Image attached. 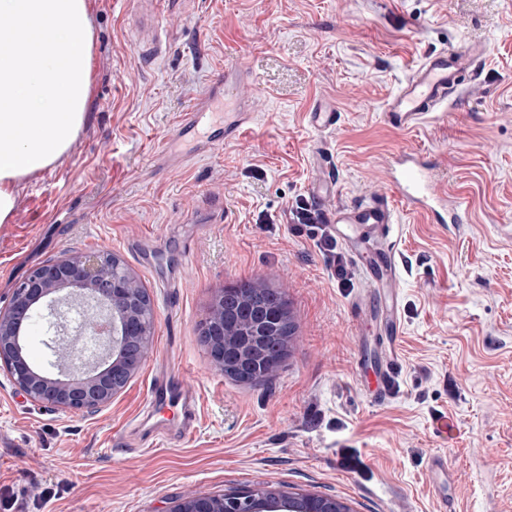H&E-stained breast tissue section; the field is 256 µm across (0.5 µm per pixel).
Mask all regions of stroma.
Wrapping results in <instances>:
<instances>
[{
  "label": "stroma",
  "mask_w": 512,
  "mask_h": 512,
  "mask_svg": "<svg viewBox=\"0 0 512 512\" xmlns=\"http://www.w3.org/2000/svg\"><path fill=\"white\" fill-rule=\"evenodd\" d=\"M137 0H93L91 97L69 153L26 178L0 224V307L36 265L117 255L154 304L151 349L110 404L61 411L0 369V512H172L188 492L262 485L281 501L327 495L351 512H437L432 456L448 467L453 512H512V0H172L160 55L133 28ZM482 43L446 115L411 133L385 123L387 100L425 56ZM253 113L245 136L195 157L158 159L182 113L230 64ZM334 104L336 130L309 114ZM330 152L333 208L388 194L391 154L410 146L465 195L467 223L399 220L404 259L393 399L374 403L356 367L377 319L356 318L308 228L288 208L310 195ZM279 288L292 346L270 380L234 383L201 341L213 294L245 280ZM186 372L200 421L188 440L124 445L157 363Z\"/></svg>",
  "instance_id": "35a3bbf8"
}]
</instances>
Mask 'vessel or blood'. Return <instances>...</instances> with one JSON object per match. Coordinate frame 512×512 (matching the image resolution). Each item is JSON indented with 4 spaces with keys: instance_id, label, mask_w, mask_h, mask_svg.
<instances>
[{
    "instance_id": "1",
    "label": "vessel or blood",
    "mask_w": 512,
    "mask_h": 512,
    "mask_svg": "<svg viewBox=\"0 0 512 512\" xmlns=\"http://www.w3.org/2000/svg\"><path fill=\"white\" fill-rule=\"evenodd\" d=\"M163 11V0H144L137 20L156 53L162 48L160 16ZM484 54L482 44L470 43L426 56L387 102L384 116L389 124L402 132L417 128L447 103L465 77L479 71ZM244 77L245 70L241 66L225 67L223 80L211 84L192 109L180 116L173 129V139L198 138L210 112L219 107L224 110L225 140L236 139L249 123L250 114L235 102L228 90L241 83ZM339 120V112L323 104L316 105L310 114L311 125L321 131L335 130ZM434 183V169L420 152L404 148L394 154L390 184L408 211L433 224L466 223V198L460 195L450 199L441 197L435 192ZM322 217L356 260L369 298L374 300L384 295L389 300L381 317L382 332L376 341L374 359L373 399L382 402L395 393L394 365L399 337L397 312L401 271L397 260L395 209L389 197L376 194L323 210ZM182 379L175 365H167L161 371L151 391V406L162 418L148 428L141 424L135 426L133 433L140 444L154 445L170 440L173 434H184L192 429L196 420L193 397L183 389Z\"/></svg>"
}]
</instances>
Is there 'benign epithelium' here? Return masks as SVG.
<instances>
[{
    "label": "benign epithelium",
    "mask_w": 512,
    "mask_h": 512,
    "mask_svg": "<svg viewBox=\"0 0 512 512\" xmlns=\"http://www.w3.org/2000/svg\"><path fill=\"white\" fill-rule=\"evenodd\" d=\"M246 303L247 296L227 289L217 291L210 303L203 337L212 365L224 371L228 357L248 363L251 349L224 335V304L232 298ZM95 304L106 314L88 324L86 335L101 338L103 352L93 361H54L57 373L35 366L26 355V333L35 317H50L54 334L49 347L63 344L62 332L80 319L71 317V307ZM254 312L264 321L281 320L284 305H261ZM154 316L153 303L137 288V279L120 259L108 252L71 254L35 268L15 288L7 306L0 308V367L12 377L29 399L61 410H94L112 401L120 381L137 369L146 357L151 340L144 320ZM172 512H225L224 497L187 495Z\"/></svg>",
    "instance_id": "7a95c632"
}]
</instances>
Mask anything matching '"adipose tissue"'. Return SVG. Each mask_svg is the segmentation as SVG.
I'll list each match as a JSON object with an SVG mask.
<instances>
[{
  "mask_svg": "<svg viewBox=\"0 0 512 512\" xmlns=\"http://www.w3.org/2000/svg\"><path fill=\"white\" fill-rule=\"evenodd\" d=\"M0 224L19 185L66 155L85 124L93 26L88 0H0ZM28 111H15L20 99Z\"/></svg>",
  "mask_w": 512,
  "mask_h": 512,
  "instance_id": "ef3b65f1",
  "label": "adipose tissue"
}]
</instances>
